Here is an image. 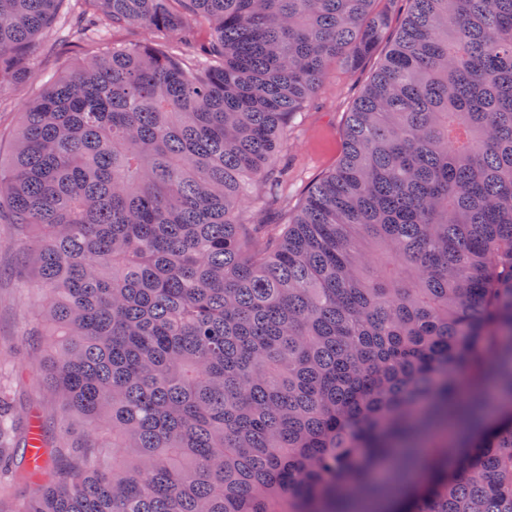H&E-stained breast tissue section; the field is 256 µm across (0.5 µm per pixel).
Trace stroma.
<instances>
[{"mask_svg": "<svg viewBox=\"0 0 512 512\" xmlns=\"http://www.w3.org/2000/svg\"><path fill=\"white\" fill-rule=\"evenodd\" d=\"M388 20L386 37L373 54L355 68L336 63L292 125L288 146L275 164L287 168L288 178L278 188H256L255 209L276 231L299 208L306 189L335 169L342 150L347 112L360 95L388 49L390 36L404 16L402 0H378ZM38 88L19 85L0 87V158L8 159L11 142L26 105ZM14 227L0 223V399L20 410L23 417L37 416L44 439L72 453L73 440L66 427L74 423L71 411L41 383L40 367L48 356L47 337L42 336L39 302L28 283L32 273L21 266L10 244Z\"/></svg>", "mask_w": 512, "mask_h": 512, "instance_id": "1", "label": "stroma"}]
</instances>
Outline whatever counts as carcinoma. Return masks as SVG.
Segmentation results:
<instances>
[{"instance_id": "cac0c4a2", "label": "carcinoma", "mask_w": 512, "mask_h": 512, "mask_svg": "<svg viewBox=\"0 0 512 512\" xmlns=\"http://www.w3.org/2000/svg\"><path fill=\"white\" fill-rule=\"evenodd\" d=\"M377 0H0V85L42 92L0 173L50 336L44 378L112 431L17 512H512V0H406L336 169L275 234L244 205ZM140 25L155 35L117 44ZM15 417L0 410V463Z\"/></svg>"}]
</instances>
